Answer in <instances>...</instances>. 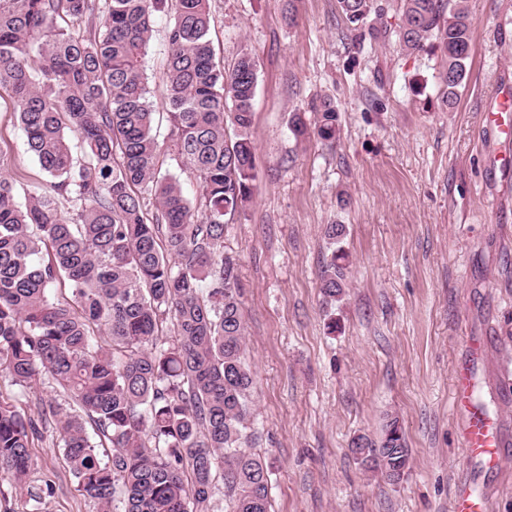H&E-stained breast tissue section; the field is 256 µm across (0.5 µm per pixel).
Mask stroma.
Segmentation results:
<instances>
[{
    "instance_id": "stroma-1",
    "label": "stroma",
    "mask_w": 512,
    "mask_h": 512,
    "mask_svg": "<svg viewBox=\"0 0 512 512\" xmlns=\"http://www.w3.org/2000/svg\"><path fill=\"white\" fill-rule=\"evenodd\" d=\"M473 20L468 80L455 110L442 102L440 52L400 44V0H374L371 45L353 46L336 0H209L218 59L257 61L252 138L257 192L224 230L238 263L255 372L256 447L271 467L272 512H451L458 485H479L488 512H512V143L482 124L493 97L512 92V0H467ZM294 11L295 24L285 15ZM168 19L158 16L146 57L151 101L164 81ZM332 102L336 142L300 141L292 113ZM163 172L197 197L193 174L167 151ZM0 149L17 187L46 177L28 151L9 98L0 99ZM346 227L345 296L326 305L319 274L324 228ZM335 331H328V324ZM478 339V394L501 417L506 463L468 458L451 406L456 366ZM397 418L411 453L387 481L350 451ZM55 431L35 441L24 486L0 477L11 512L52 482L43 512H98L76 490Z\"/></svg>"
}]
</instances>
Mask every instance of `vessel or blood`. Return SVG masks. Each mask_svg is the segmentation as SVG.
<instances>
[{"label":"vessel or blood","mask_w":512,"mask_h":512,"mask_svg":"<svg viewBox=\"0 0 512 512\" xmlns=\"http://www.w3.org/2000/svg\"><path fill=\"white\" fill-rule=\"evenodd\" d=\"M486 121L499 138L512 139V113L505 104H498L496 110L488 112ZM453 410L458 419L461 444L468 457L490 467L497 466L505 446L500 421L478 400L473 367L466 362L458 364L454 371ZM485 510V494L476 486L465 485L456 491L452 512Z\"/></svg>","instance_id":"obj_1"}]
</instances>
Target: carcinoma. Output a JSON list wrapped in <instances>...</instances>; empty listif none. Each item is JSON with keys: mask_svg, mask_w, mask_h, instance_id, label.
Instances as JSON below:
<instances>
[{"mask_svg": "<svg viewBox=\"0 0 512 512\" xmlns=\"http://www.w3.org/2000/svg\"><path fill=\"white\" fill-rule=\"evenodd\" d=\"M466 0H401L409 51L431 38L442 102L456 108L472 54ZM374 0H336L358 48ZM170 18L161 104L170 148L199 202L161 174L143 58L156 14ZM0 91L46 174L18 199L0 149V475L20 485L42 438L24 404L40 381L77 410L41 400L77 491L99 512H271L270 470L254 451V372L235 259L224 224L252 200L255 60L215 61L209 0H0ZM301 140H334L336 109L290 119ZM154 204L155 211L147 208ZM342 224H328L325 302L345 293ZM109 339L98 343L95 333ZM354 456L391 482L410 469L389 419Z\"/></svg>", "mask_w": 512, "mask_h": 512, "instance_id": "carcinoma-1", "label": "carcinoma"}]
</instances>
